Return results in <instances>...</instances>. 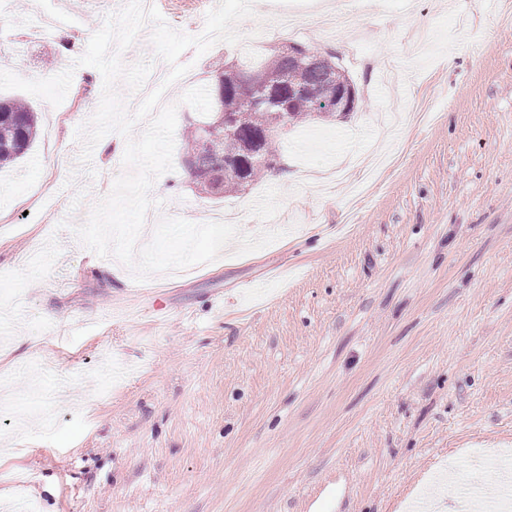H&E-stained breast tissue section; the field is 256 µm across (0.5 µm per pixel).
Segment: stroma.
<instances>
[{"label":"stroma","instance_id":"1","mask_svg":"<svg viewBox=\"0 0 512 512\" xmlns=\"http://www.w3.org/2000/svg\"><path fill=\"white\" fill-rule=\"evenodd\" d=\"M217 0H158L196 34ZM255 0L243 43L184 50L173 169L154 221L231 213L246 233L180 276L134 281L76 238L124 173L117 134L79 161L102 76L74 62L124 0H7L0 70L73 69L59 106L0 170V512H404L474 448L512 447V5ZM300 44L341 66L358 102L280 134L285 178L215 199L184 166L217 64ZM223 297V310L212 308ZM169 317L158 320L155 301Z\"/></svg>","mask_w":512,"mask_h":512}]
</instances>
